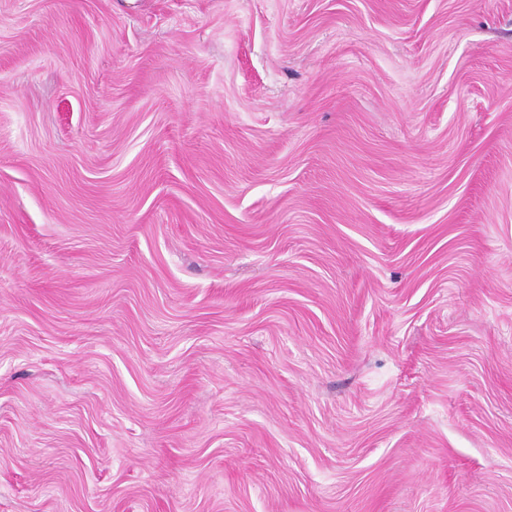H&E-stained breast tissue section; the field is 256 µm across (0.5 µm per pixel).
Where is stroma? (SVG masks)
Returning a JSON list of instances; mask_svg holds the SVG:
<instances>
[{"instance_id": "obj_1", "label": "stroma", "mask_w": 512, "mask_h": 512, "mask_svg": "<svg viewBox=\"0 0 512 512\" xmlns=\"http://www.w3.org/2000/svg\"><path fill=\"white\" fill-rule=\"evenodd\" d=\"M0 512H512V0H0Z\"/></svg>"}]
</instances>
